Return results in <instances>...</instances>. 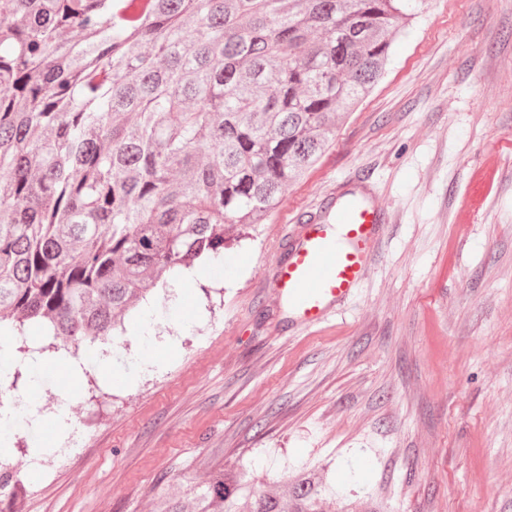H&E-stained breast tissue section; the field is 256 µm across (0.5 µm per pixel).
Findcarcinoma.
<instances>
[{
    "label": "carcinoma",
    "mask_w": 512,
    "mask_h": 512,
    "mask_svg": "<svg viewBox=\"0 0 512 512\" xmlns=\"http://www.w3.org/2000/svg\"><path fill=\"white\" fill-rule=\"evenodd\" d=\"M423 0H0V332L76 353L219 262L336 140ZM24 495L0 459V503ZM333 512L224 467L157 512Z\"/></svg>",
    "instance_id": "carcinoma-1"
}]
</instances>
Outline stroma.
Listing matches in <instances>:
<instances>
[{"label":"stroma","instance_id":"1","mask_svg":"<svg viewBox=\"0 0 512 512\" xmlns=\"http://www.w3.org/2000/svg\"><path fill=\"white\" fill-rule=\"evenodd\" d=\"M389 220L363 281L314 326L274 282L289 245L336 194ZM195 283L158 289L165 371L123 334L112 375L49 372L40 421L5 425L24 512H152L211 466L258 491L318 474L341 512H512V0H425L386 72L264 223L244 226Z\"/></svg>","mask_w":512,"mask_h":512}]
</instances>
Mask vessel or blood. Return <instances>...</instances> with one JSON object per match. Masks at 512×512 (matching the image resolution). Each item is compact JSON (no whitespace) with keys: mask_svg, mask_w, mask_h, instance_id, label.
<instances>
[{"mask_svg":"<svg viewBox=\"0 0 512 512\" xmlns=\"http://www.w3.org/2000/svg\"><path fill=\"white\" fill-rule=\"evenodd\" d=\"M386 220L365 194H344L330 202L322 221L305 225L290 248L275 283L281 302L309 326L359 287L367 254Z\"/></svg>","mask_w":512,"mask_h":512,"instance_id":"obj_1","label":"vessel or blood"}]
</instances>
